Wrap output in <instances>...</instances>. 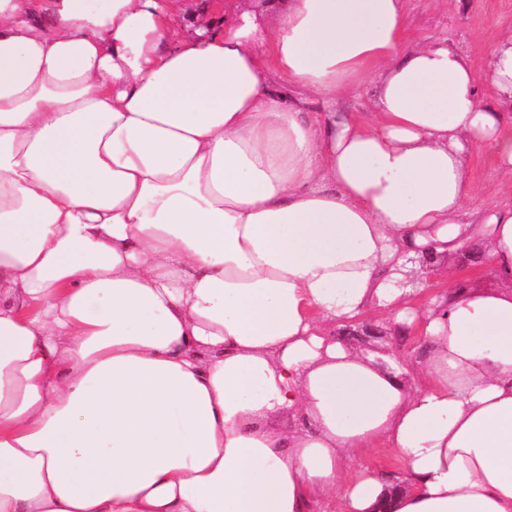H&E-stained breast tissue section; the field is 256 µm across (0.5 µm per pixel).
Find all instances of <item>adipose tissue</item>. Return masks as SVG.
Masks as SVG:
<instances>
[{"instance_id":"ef3b65f1","label":"adipose tissue","mask_w":512,"mask_h":512,"mask_svg":"<svg viewBox=\"0 0 512 512\" xmlns=\"http://www.w3.org/2000/svg\"><path fill=\"white\" fill-rule=\"evenodd\" d=\"M182 12L0 0V512H512V201L464 164L512 184V29L478 63L406 0ZM384 319L415 360L333 334ZM374 86L367 81L347 94L336 96V101L329 104L318 97H309L307 112H370L373 111ZM464 160L478 189V196L473 203L475 207L506 200L511 201L510 193H507L494 169L493 156L489 149L470 151L465 155ZM367 464L392 475H400L403 471V463L389 448H375L368 455Z\"/></svg>"}]
</instances>
